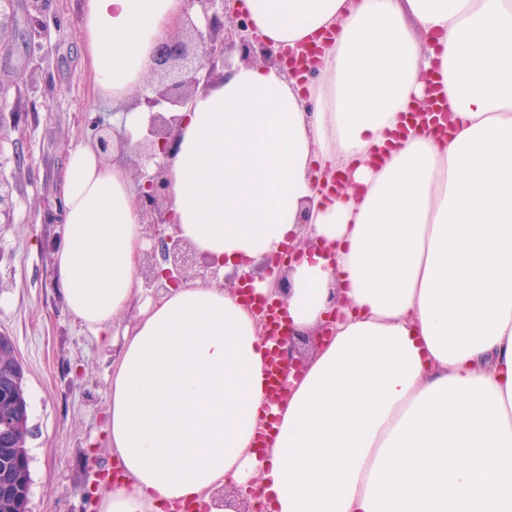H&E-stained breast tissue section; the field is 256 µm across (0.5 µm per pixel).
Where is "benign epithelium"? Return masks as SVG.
<instances>
[{
    "instance_id": "1",
    "label": "benign epithelium",
    "mask_w": 512,
    "mask_h": 512,
    "mask_svg": "<svg viewBox=\"0 0 512 512\" xmlns=\"http://www.w3.org/2000/svg\"><path fill=\"white\" fill-rule=\"evenodd\" d=\"M234 0H190L199 4L205 20L199 25L187 19L167 40L159 43L152 56V66L145 84L136 89V105L149 112L150 119L143 138L131 149L138 202L145 219L147 236L160 248L161 261L153 260L140 267L144 287L166 290L188 282L209 284L219 278V271L203 259L189 244L168 232L170 195L163 166L148 173L144 161L157 153H167L176 123L174 112L183 107L200 81L210 77L217 63H226L227 53L238 51L243 62L288 64L294 68L293 55L276 52L253 33L248 18L230 8ZM324 329L305 333H288V344H279L280 359L286 370H298L316 350L318 336ZM0 428L11 431L14 447H27L31 427L24 420L4 416ZM226 512H259L261 504L240 489L224 492Z\"/></svg>"
}]
</instances>
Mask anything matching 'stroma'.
<instances>
[{"mask_svg": "<svg viewBox=\"0 0 512 512\" xmlns=\"http://www.w3.org/2000/svg\"><path fill=\"white\" fill-rule=\"evenodd\" d=\"M78 11L79 0H11L0 50V176L13 200L0 222V333L24 370L31 512H95L94 487L113 469L104 411L117 350L74 323L54 271L67 152L91 142V120L112 124V105L94 95Z\"/></svg>", "mask_w": 512, "mask_h": 512, "instance_id": "stroma-1", "label": "stroma"}]
</instances>
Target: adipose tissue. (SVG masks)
Wrapping results in <instances>:
<instances>
[{
    "label": "adipose tissue",
    "instance_id": "obj_1",
    "mask_svg": "<svg viewBox=\"0 0 512 512\" xmlns=\"http://www.w3.org/2000/svg\"><path fill=\"white\" fill-rule=\"evenodd\" d=\"M315 73L238 63L180 109L163 160L173 230L222 280L146 298L112 366L121 475L99 512H223L258 485L271 512H512V0H243ZM187 0H81L96 94L126 104ZM442 92L448 131L408 114ZM54 266L74 322L110 344L148 246L128 169L92 144L58 181ZM309 240L300 262L257 274ZM283 288L285 319L338 318L288 398L243 304ZM277 424L265 443L266 420Z\"/></svg>",
    "mask_w": 512,
    "mask_h": 512
}]
</instances>
